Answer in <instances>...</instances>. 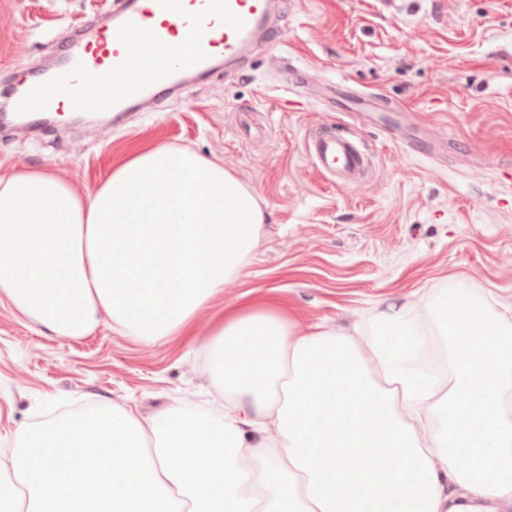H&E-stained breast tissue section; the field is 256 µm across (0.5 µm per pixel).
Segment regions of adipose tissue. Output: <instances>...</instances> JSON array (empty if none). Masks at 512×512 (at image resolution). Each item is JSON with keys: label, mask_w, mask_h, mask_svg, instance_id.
Returning <instances> with one entry per match:
<instances>
[{"label": "adipose tissue", "mask_w": 512, "mask_h": 512, "mask_svg": "<svg viewBox=\"0 0 512 512\" xmlns=\"http://www.w3.org/2000/svg\"><path fill=\"white\" fill-rule=\"evenodd\" d=\"M265 215L223 164L129 153L91 193L0 175V297L59 336L159 342L224 291ZM224 413L114 404L19 427L11 512H512V318L452 289L304 333L230 307L202 348ZM177 448L197 454L190 469ZM493 452L510 480L460 463Z\"/></svg>", "instance_id": "adipose-tissue-1"}]
</instances>
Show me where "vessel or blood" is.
I'll list each match as a JSON object with an SVG mask.
<instances>
[{
	"label": "vessel or blood",
	"mask_w": 512,
	"mask_h": 512,
	"mask_svg": "<svg viewBox=\"0 0 512 512\" xmlns=\"http://www.w3.org/2000/svg\"><path fill=\"white\" fill-rule=\"evenodd\" d=\"M293 13V0H114L108 16L58 41V65L10 87V107L0 114V125L65 112H108L117 122L134 107L160 106L163 94L188 75H208L221 64L230 79L241 78L252 54L282 42L281 20ZM108 75L114 81L106 93L101 81ZM343 109L357 120L385 105L378 95L348 92ZM305 151L340 188L357 183L370 165L352 131L321 128L307 138Z\"/></svg>",
	"instance_id": "b4317fda"
}]
</instances>
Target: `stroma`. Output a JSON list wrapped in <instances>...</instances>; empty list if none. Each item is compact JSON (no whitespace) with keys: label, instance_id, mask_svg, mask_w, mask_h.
<instances>
[{"label":"stroma","instance_id":"obj_1","mask_svg":"<svg viewBox=\"0 0 512 512\" xmlns=\"http://www.w3.org/2000/svg\"><path fill=\"white\" fill-rule=\"evenodd\" d=\"M112 0H0V87L52 58L55 40ZM286 42L248 77L216 71L125 126L69 118L22 134L0 127V174L42 168L94 190L133 146L188 147L224 164L266 215L223 296L162 344L111 325L55 335L0 302V439L78 404H118L143 418L173 406L222 404L198 344L227 306L249 296L304 332L349 329L380 303L442 288L512 315V0H296ZM314 75L289 106L282 58ZM344 82L405 105L417 124L456 140L439 164L402 146L390 125L366 127L368 175L342 189L308 160L312 129L343 113L316 102Z\"/></svg>","mask_w":512,"mask_h":512}]
</instances>
